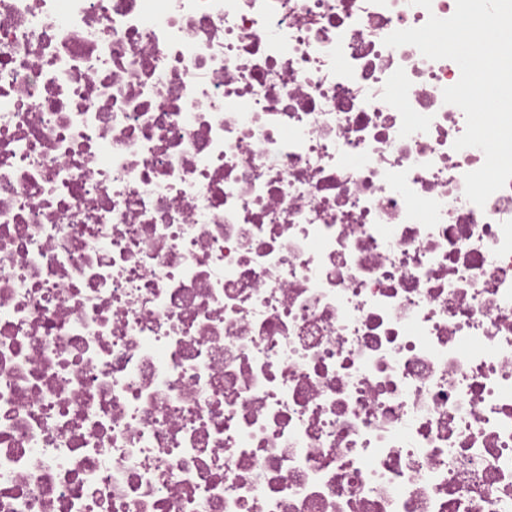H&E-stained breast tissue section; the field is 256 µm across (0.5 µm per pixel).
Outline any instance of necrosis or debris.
<instances>
[{
    "label": "necrosis or debris",
    "mask_w": 512,
    "mask_h": 512,
    "mask_svg": "<svg viewBox=\"0 0 512 512\" xmlns=\"http://www.w3.org/2000/svg\"><path fill=\"white\" fill-rule=\"evenodd\" d=\"M455 8L0 0V512H512Z\"/></svg>",
    "instance_id": "4bbe7bcc"
}]
</instances>
